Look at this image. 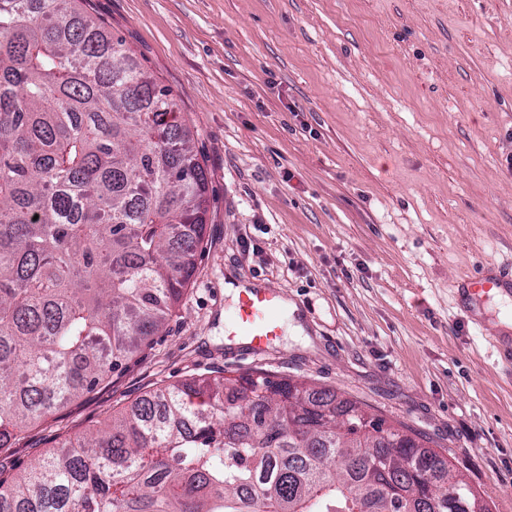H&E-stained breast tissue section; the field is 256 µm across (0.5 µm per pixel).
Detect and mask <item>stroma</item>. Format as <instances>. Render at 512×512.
Segmentation results:
<instances>
[{
	"instance_id": "stroma-1",
	"label": "stroma",
	"mask_w": 512,
	"mask_h": 512,
	"mask_svg": "<svg viewBox=\"0 0 512 512\" xmlns=\"http://www.w3.org/2000/svg\"><path fill=\"white\" fill-rule=\"evenodd\" d=\"M167 88L209 180L197 267L165 329L42 417L0 471L187 376L264 371L361 401L447 450L512 512V0H88ZM292 305L261 355L228 345L227 283ZM479 313L482 326L469 313ZM466 288L476 299L488 298L495 291L512 294V264L504 266L499 274L480 270L467 280Z\"/></svg>"
}]
</instances>
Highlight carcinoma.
Masks as SVG:
<instances>
[{"label":"carcinoma","mask_w":512,"mask_h":512,"mask_svg":"<svg viewBox=\"0 0 512 512\" xmlns=\"http://www.w3.org/2000/svg\"><path fill=\"white\" fill-rule=\"evenodd\" d=\"M77 0H0V452L180 305L209 180ZM0 512H489L445 454L292 378L195 376L0 477Z\"/></svg>","instance_id":"cac0c4a2"}]
</instances>
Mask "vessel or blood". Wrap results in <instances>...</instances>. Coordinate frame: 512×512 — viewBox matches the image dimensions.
Segmentation results:
<instances>
[{
  "instance_id": "1",
  "label": "vessel or blood",
  "mask_w": 512,
  "mask_h": 512,
  "mask_svg": "<svg viewBox=\"0 0 512 512\" xmlns=\"http://www.w3.org/2000/svg\"><path fill=\"white\" fill-rule=\"evenodd\" d=\"M468 291L478 299L490 293L512 290V264L500 273L487 270L475 273L466 283ZM283 294L275 288H245L238 294V302L227 329L230 338H243L252 352L263 351L280 333V314Z\"/></svg>"
}]
</instances>
